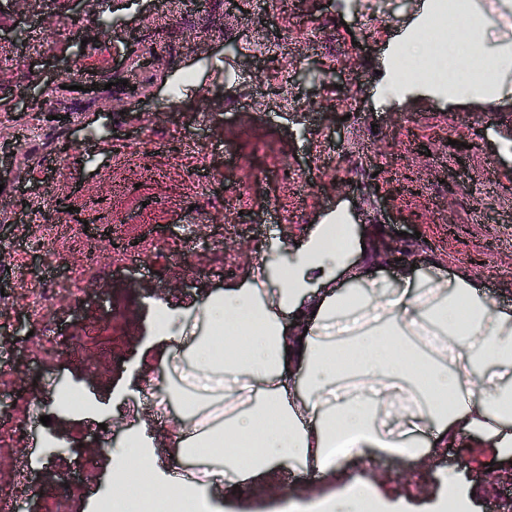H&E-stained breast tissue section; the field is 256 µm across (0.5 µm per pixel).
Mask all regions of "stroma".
<instances>
[{
  "label": "stroma",
  "mask_w": 512,
  "mask_h": 512,
  "mask_svg": "<svg viewBox=\"0 0 512 512\" xmlns=\"http://www.w3.org/2000/svg\"><path fill=\"white\" fill-rule=\"evenodd\" d=\"M0 0V57L22 58L24 67L0 69V142L16 141L27 121L15 105L46 84L63 125L44 126L12 157L0 162V225L21 187L42 178L54 204L51 224L76 216L112 227V246L81 298H60L52 315L62 336L86 325L107 326V351L88 349L83 358L26 356L15 342L0 343V363L18 382L6 391L11 410L24 419L17 447L0 455V485L16 500L38 499L46 484L74 477L79 495L58 494L54 507L89 512L93 501L121 496L113 473V446L133 429L151 433L162 460L175 449V415L157 420L142 386L140 362L156 367L143 350L154 336L156 305L167 302L180 335L207 329L202 312L211 294L244 283L249 269L265 262L288 268L314 224L340 210L358 244L376 234L397 239L420 258L452 275L479 281L496 300L512 302V69L495 72L491 94L454 98L428 82L392 87L385 61L430 15L431 0H388V15L371 34L362 30L366 0H304L302 15L282 0ZM484 27L475 59L512 48V0H472ZM288 43L273 56L253 45L257 23ZM48 34L31 48L35 30ZM111 43H103L104 31ZM159 53L161 68L133 65L130 39ZM97 69L102 79L88 91L66 89L73 66ZM361 81L350 118L332 108L335 69ZM288 91L309 100L303 112L280 108L281 73ZM138 98H131L130 89ZM488 131L490 142L456 151L455 142ZM92 145L89 159L84 145ZM206 171L222 187L215 205L193 193L189 174ZM376 182L377 202L360 185ZM253 195L263 221H241L236 197ZM199 213L220 254L185 239L181 254L162 244L146 248L137 266L112 267L115 244L133 238L130 224L148 211L153 223H179ZM82 389L95 410L76 414L58 403V376ZM50 425H43V416ZM112 421L110 440L100 439L99 416ZM60 432L62 450L38 461L35 481L16 482L25 449ZM424 488L401 512H430L449 477L477 488L474 512H493L501 495H512V458L491 457L474 438L448 449L423 469ZM335 484L293 469L273 484L257 482L224 494V512H309V502L334 492Z\"/></svg>",
  "instance_id": "stroma-1"
}]
</instances>
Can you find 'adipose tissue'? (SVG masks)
<instances>
[{"instance_id":"adipose-tissue-1","label":"adipose tissue","mask_w":512,"mask_h":512,"mask_svg":"<svg viewBox=\"0 0 512 512\" xmlns=\"http://www.w3.org/2000/svg\"><path fill=\"white\" fill-rule=\"evenodd\" d=\"M354 248L347 225H317L287 270L259 267L207 298L203 336L180 338L176 316L160 309L159 342L185 343L192 379L224 389L217 425L183 388L169 397L184 419L178 455L207 459L205 488L298 465L340 483L328 512H361L375 484L347 480L346 462L413 464L466 435L512 448V306L437 265L423 277L370 275L377 258L367 250L350 263ZM291 316L306 335L286 334ZM341 437L348 448L331 454ZM154 457L153 438L126 435L127 488L144 480L171 502L192 496L179 469Z\"/></svg>"}]
</instances>
